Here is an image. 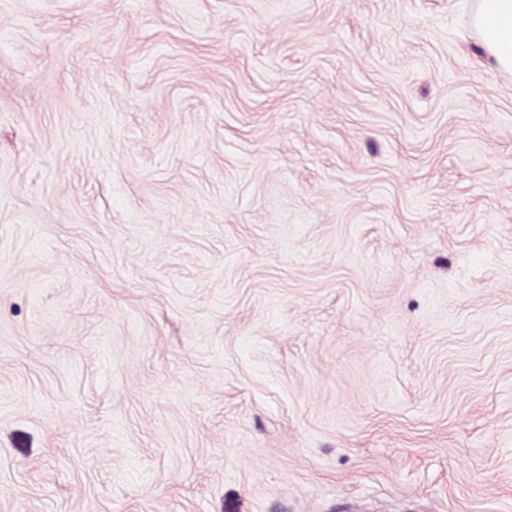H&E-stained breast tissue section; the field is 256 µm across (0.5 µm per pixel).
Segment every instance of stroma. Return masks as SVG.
<instances>
[{
  "mask_svg": "<svg viewBox=\"0 0 512 512\" xmlns=\"http://www.w3.org/2000/svg\"><path fill=\"white\" fill-rule=\"evenodd\" d=\"M473 3L0 0V512H512Z\"/></svg>",
  "mask_w": 512,
  "mask_h": 512,
  "instance_id": "35a3bbf8",
  "label": "stroma"
}]
</instances>
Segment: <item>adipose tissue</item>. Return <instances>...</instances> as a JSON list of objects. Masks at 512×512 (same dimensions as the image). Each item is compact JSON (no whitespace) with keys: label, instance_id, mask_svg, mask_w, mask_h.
Here are the masks:
<instances>
[{"label":"adipose tissue","instance_id":"adipose-tissue-1","mask_svg":"<svg viewBox=\"0 0 512 512\" xmlns=\"http://www.w3.org/2000/svg\"><path fill=\"white\" fill-rule=\"evenodd\" d=\"M472 26L489 59L512 72V0H476Z\"/></svg>","mask_w":512,"mask_h":512}]
</instances>
